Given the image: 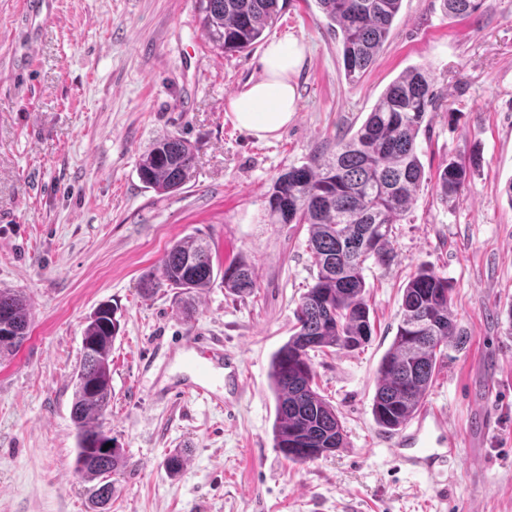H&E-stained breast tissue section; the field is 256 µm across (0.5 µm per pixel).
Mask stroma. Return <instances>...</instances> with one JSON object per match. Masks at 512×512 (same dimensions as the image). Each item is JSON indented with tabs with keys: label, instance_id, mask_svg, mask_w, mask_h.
<instances>
[{
	"label": "stroma",
	"instance_id": "35a3bbf8",
	"mask_svg": "<svg viewBox=\"0 0 512 512\" xmlns=\"http://www.w3.org/2000/svg\"><path fill=\"white\" fill-rule=\"evenodd\" d=\"M22 2L0 0V288L30 298L33 315L28 340L0 361V512H93L75 471L72 373L86 319L106 303L120 331L105 426L124 466L105 512H512V0H481L469 19L448 17L442 0H403L354 84L316 0H287L265 35L302 39L306 56L293 76L297 112L266 139L227 110L259 78L264 47L214 51L197 0H48L32 26ZM28 50L31 69L20 64ZM412 67L430 73L437 96L419 137L425 177L394 227V261L365 271L370 342L313 357L346 445L295 464L274 446L269 368L316 269L306 225L268 223L267 194L357 131ZM167 135L191 145L194 167L182 190L160 195L137 165ZM472 158L466 189L442 200L440 166ZM189 235L220 262L245 258L255 292L214 282L189 316L173 289L144 295L142 276ZM423 267L450 281L467 335L444 347L425 399L447 413L460 450L439 476L399 467L372 414L402 288ZM197 336L242 362L224 408L172 395L194 379L179 344ZM180 448L187 460L172 477L165 460Z\"/></svg>",
	"mask_w": 512,
	"mask_h": 512
}]
</instances>
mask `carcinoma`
<instances>
[{"instance_id": "obj_1", "label": "carcinoma", "mask_w": 512, "mask_h": 512, "mask_svg": "<svg viewBox=\"0 0 512 512\" xmlns=\"http://www.w3.org/2000/svg\"><path fill=\"white\" fill-rule=\"evenodd\" d=\"M280 0H199L203 32L216 50L242 53L257 44L277 18ZM403 0H316L339 29L346 78L354 83L371 66L400 12ZM448 14L467 18L480 0H443ZM434 107L430 74L411 68L383 92L362 126L335 150L316 154L280 174L269 191L272 224H306L307 247L317 273L300 297L288 340L273 354L270 378L275 398L274 446L288 461L306 464L345 447L336 408L317 391L310 352L359 349L371 340L373 325L366 300L368 264L387 267L394 260L393 225L410 209L425 172L417 138ZM475 161H450L439 168L438 187L446 200L469 181ZM194 154L181 137L155 140L140 156L138 175L148 188L169 194L190 180ZM368 236L366 248L356 243ZM238 296L257 288L244 260L213 265L209 242L188 236L166 251L157 272L143 278L144 294L161 287L178 290L179 302L216 279ZM448 278L421 268L403 288L401 313L391 347L382 357L373 399L375 422L399 430L424 402L436 370L437 351L462 336L451 313ZM31 302L0 289V358L15 354L29 335ZM120 329L115 311L99 306L86 321L82 354L75 372L72 419L77 426L75 471L96 482L91 501L104 507L112 498L113 475L122 449L103 429L112 406V343Z\"/></svg>"}]
</instances>
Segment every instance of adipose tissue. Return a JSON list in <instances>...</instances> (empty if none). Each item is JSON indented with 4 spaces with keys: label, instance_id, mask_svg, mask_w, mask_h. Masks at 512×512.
I'll return each mask as SVG.
<instances>
[{
    "label": "adipose tissue",
    "instance_id": "obj_1",
    "mask_svg": "<svg viewBox=\"0 0 512 512\" xmlns=\"http://www.w3.org/2000/svg\"><path fill=\"white\" fill-rule=\"evenodd\" d=\"M304 57L305 47L295 37L286 36L268 43L259 59L260 79L235 94L228 103L239 128L265 139L288 125L297 110L291 76Z\"/></svg>",
    "mask_w": 512,
    "mask_h": 512
}]
</instances>
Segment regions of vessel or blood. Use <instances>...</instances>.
Returning <instances> with one entry per match:
<instances>
[{"label": "vessel or blood", "instance_id": "b4317fda", "mask_svg": "<svg viewBox=\"0 0 512 512\" xmlns=\"http://www.w3.org/2000/svg\"><path fill=\"white\" fill-rule=\"evenodd\" d=\"M186 348L192 353L189 366L198 376L189 389L190 394L214 399L210 383L216 378L213 368L218 364L225 366L228 379H240V362L225 358L218 343L201 336L187 343ZM392 453L398 463L412 469L432 476L444 472L449 459L457 455L456 442L448 432L446 414L434 407L420 409L394 438Z\"/></svg>", "mask_w": 512, "mask_h": 512}]
</instances>
